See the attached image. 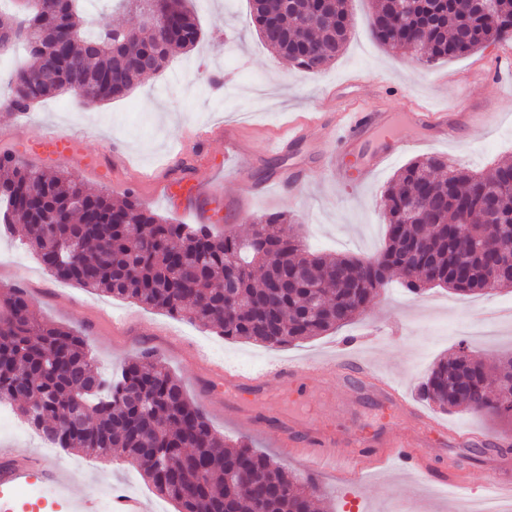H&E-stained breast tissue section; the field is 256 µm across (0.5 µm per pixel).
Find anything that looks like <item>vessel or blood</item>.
<instances>
[{"instance_id":"1","label":"vessel or blood","mask_w":512,"mask_h":512,"mask_svg":"<svg viewBox=\"0 0 512 512\" xmlns=\"http://www.w3.org/2000/svg\"><path fill=\"white\" fill-rule=\"evenodd\" d=\"M486 113L462 112L456 109L430 111L418 109L409 112L411 124L430 130L434 139L448 141L460 135L479 137L486 128ZM393 119L391 113L379 109L360 107L354 97L342 98L336 106V121L329 128L331 139L337 147L348 148L375 140L385 133ZM333 375L352 384H364L377 395L381 404L387 405L397 416L415 423L414 432L403 435H379L357 430L348 440L324 431L319 425L297 417L271 414L265 417L252 413L253 399L265 398L271 382L290 388ZM226 379L234 388L244 391V399L232 402V413L242 416L246 425L254 428L264 424L276 425L282 432L281 442L286 447H302L309 467L321 470L324 461L335 464L336 477L354 479L362 469L385 465L388 461L401 463L411 474L433 478L448 484L456 483L460 471L456 460H449L447 468H436L429 448L433 443H449L457 447L475 445L479 437L455 425L435 421L411 403L395 378L379 374L371 362L342 355L333 364L306 362L280 367L255 377L227 374ZM28 471L23 466H10L0 470V512H16L8 488L27 481ZM491 497H512V476L506 465L489 470L484 484Z\"/></svg>"}]
</instances>
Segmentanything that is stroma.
Returning <instances> with one entry per match:
<instances>
[{
    "label": "stroma",
    "mask_w": 512,
    "mask_h": 512,
    "mask_svg": "<svg viewBox=\"0 0 512 512\" xmlns=\"http://www.w3.org/2000/svg\"><path fill=\"white\" fill-rule=\"evenodd\" d=\"M203 30L199 44L175 55L164 72L145 80L120 100L85 106L69 94L13 113L0 108V129L13 132L0 145L30 165L58 171L85 186L120 200L134 192L150 210L173 224H207L214 233L233 225L250 229L246 213H287L297 220L305 243L314 251L340 256H367L385 246L382 193L396 172L411 160L437 155L449 166L487 173L500 161L512 160V85L489 79L467 83L475 70L491 71L498 57L512 55V39L458 58L427 66L391 50L372 35V0H351L353 34L343 53L326 70L306 73L292 68L263 44L250 22L249 0H191ZM364 76L360 97L384 105L397 115L393 136L406 140L402 153L360 183L344 188L336 181V158L321 140L318 120L334 111L337 84ZM486 107L495 121L475 141H423L421 129L408 123L413 109ZM308 123L305 142L294 149L271 152L290 125ZM237 128L248 153L224 150L225 126ZM208 129L198 141V129ZM47 133L74 135V153L42 162L34 151ZM120 147L126 165L112 176L90 166L112 147ZM196 177L201 200L183 206L169 202L167 184ZM248 178L255 193H240ZM22 227L0 235V283L27 289L38 319L78 329L87 338L99 368L118 371L145 348L153 349L172 375L206 412L215 432L229 440H247L276 462L303 472L302 462L286 455L279 433L256 432L230 416L229 397L215 368L253 375L305 358L336 356L342 344L354 357L368 360L396 378L410 400L426 414L477 434L512 437V423L445 413L421 400L420 382L433 365L466 342L490 367L512 358V319L493 320L490 313L512 306V287L489 295L463 296L435 287L420 295L392 282L367 305L354 323L296 344L271 349L254 342L226 339L162 311L128 299L107 296L53 278L22 245ZM280 406L295 408L318 420L323 428L347 434L354 423L394 434L407 423L372 402L346 382L329 377L283 391L275 389ZM0 453L14 459L33 458L58 476L53 491L64 512L89 505L99 512V492L121 487L140 499L145 512H175L139 474L127 468L121 452L89 458L76 451L48 446L26 427H18L12 411L0 416ZM327 512H454L447 488L434 481L407 476L400 469H369L358 483L337 484L332 473H318Z\"/></svg>",
    "instance_id": "obj_1"
}]
</instances>
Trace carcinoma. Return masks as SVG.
<instances>
[{
  "mask_svg": "<svg viewBox=\"0 0 512 512\" xmlns=\"http://www.w3.org/2000/svg\"><path fill=\"white\" fill-rule=\"evenodd\" d=\"M0 7V55L22 44L5 103L14 112L81 85L99 102L122 97L147 75L162 74L171 53L188 52L203 33L185 0H168L175 36L132 37L113 45L105 22L82 33L76 0H8ZM406 29L386 19L399 0H378L372 34L381 43L428 61L465 56L512 38V0H497L496 16L469 0H412ZM272 0H252L251 23L262 42L299 70L327 68L352 35L348 0L328 9L321 0H287L279 25L262 28ZM149 56L150 65L137 60ZM423 192L430 204L412 215L405 198ZM490 197L500 207L487 223ZM387 244L368 257H331L306 250L284 214L251 219L252 232L218 235L202 224H171L129 193L118 202L69 177L0 155V227L25 226L28 250L56 279L179 316L233 340L271 348L322 336L351 322L394 278L410 293L430 286L483 295L512 285L489 279L499 261L494 225H512V162L487 176L451 168L430 155L401 167L383 194ZM472 219L460 229L461 212ZM53 221L44 223L46 215ZM439 360L420 396L444 410L461 409L512 422V360L497 380L482 357ZM59 448L100 457L120 449L125 461L176 512H316V478L291 472L245 440L215 435L182 382L146 349L106 377L83 334L40 322L20 287L0 290V401Z\"/></svg>",
  "mask_w": 512,
  "mask_h": 512,
  "instance_id": "1",
  "label": "carcinoma"
}]
</instances>
